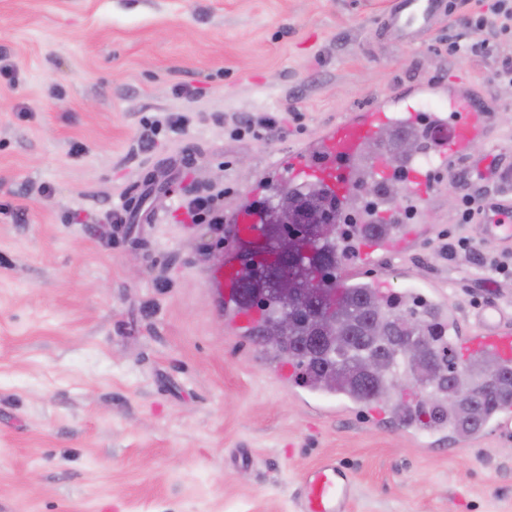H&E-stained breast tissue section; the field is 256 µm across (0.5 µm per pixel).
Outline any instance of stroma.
<instances>
[{
	"label": "stroma",
	"mask_w": 512,
	"mask_h": 512,
	"mask_svg": "<svg viewBox=\"0 0 512 512\" xmlns=\"http://www.w3.org/2000/svg\"><path fill=\"white\" fill-rule=\"evenodd\" d=\"M390 0H0V512H298L303 474L330 458L350 512H512V427L461 436L402 423L393 403L313 390L224 320L206 274L235 241L185 201L288 185L283 164L390 90L445 83L480 104L477 158L512 156V40L489 54L454 19L408 45ZM467 52L441 54L449 35ZM436 181L414 224L361 275L446 313V338L512 274L458 221L464 190ZM467 236L473 247L456 248Z\"/></svg>",
	"instance_id": "obj_1"
}]
</instances>
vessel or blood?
<instances>
[{
    "label": "vessel or blood",
    "instance_id": "1",
    "mask_svg": "<svg viewBox=\"0 0 512 512\" xmlns=\"http://www.w3.org/2000/svg\"><path fill=\"white\" fill-rule=\"evenodd\" d=\"M449 0H392L386 21L408 40L423 37L441 19L450 16ZM441 110L459 113L460 118L451 128L448 149L442 160L448 164L469 159L472 142L484 132L482 114L473 97L465 92H452L439 99ZM418 115L405 93L395 92L356 117L343 119L303 150L290 155L288 176L320 184L338 199L352 196L364 177L386 183L402 180L407 196L415 201L423 200L433 182L427 170L417 168L407 175H400L395 165L382 158L365 161V144L377 140L380 131L390 126L413 124ZM232 233L241 242L253 245L258 263H271L274 257L262 234L260 218L250 205L241 206L232 220ZM395 235H380L361 240L356 254L361 261H368L375 252L397 247ZM210 280L224 293V305L232 310L236 324L247 327L254 323L259 313L253 309L235 307L239 288V260L230 251L223 262L210 270ZM479 327L476 336L459 345L463 354L489 352L501 362L512 364V324L508 323L502 308L489 302L482 305L475 315ZM354 492V478L335 462L327 460L309 470L304 477V494L300 500V512H348Z\"/></svg>",
    "mask_w": 512,
    "mask_h": 512
}]
</instances>
